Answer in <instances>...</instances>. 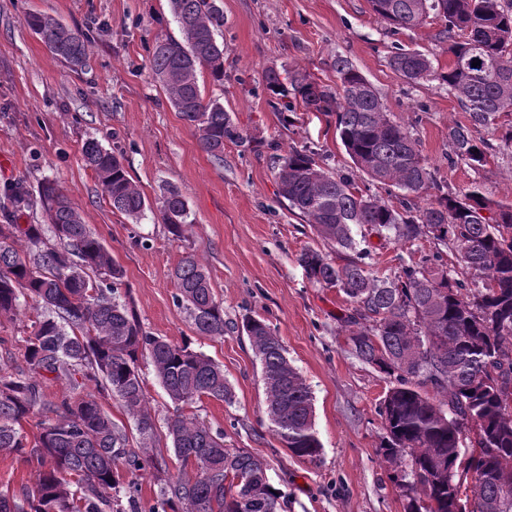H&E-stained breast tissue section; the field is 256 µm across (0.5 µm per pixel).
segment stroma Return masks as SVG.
<instances>
[{"mask_svg": "<svg viewBox=\"0 0 512 512\" xmlns=\"http://www.w3.org/2000/svg\"><path fill=\"white\" fill-rule=\"evenodd\" d=\"M221 6L224 83L204 74L201 90L205 98L221 99L266 146L257 155L225 144L218 164L152 76L155 40L179 34L169 0H0V186L22 179L34 191L43 180L56 181L122 267L121 295L144 327L174 342L188 340L223 365L232 403L205 398L193 411L223 429L230 447L268 460L283 512H404L391 480L394 467L380 451L378 408L390 380L353 354L340 323L348 311L343 294L307 282L298 256L315 239L280 197L274 159L307 143L326 155L330 168L351 161L333 118L302 111L294 125H283L268 104L263 72L282 66L332 85L336 57H347L390 118L414 125L441 183L453 190L477 184L490 199L512 203V152L499 147L505 129H474L476 139L494 147L486 166L449 165L448 126L465 122L464 108L437 81L410 83L390 68L399 46L429 53L437 69L447 70L452 56L437 38L441 20L391 35L366 0H221ZM31 11L86 35L85 68L72 70L48 52L24 24ZM89 138L122 148L128 175L148 200L165 185L181 190L193 220L184 237H173L157 211L136 221L113 211L81 157ZM188 253L224 306L229 326L223 336L197 334L174 302L172 271ZM247 314L274 328L312 392L323 446L318 462L293 456L272 430L260 362L237 329ZM35 319L28 302L0 316V336L9 340L0 349V375L22 366ZM38 473L36 462L0 452V491L34 490Z\"/></svg>", "mask_w": 512, "mask_h": 512, "instance_id": "1", "label": "stroma"}]
</instances>
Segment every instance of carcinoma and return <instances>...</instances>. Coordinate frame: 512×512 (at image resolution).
Segmentation results:
<instances>
[{"mask_svg":"<svg viewBox=\"0 0 512 512\" xmlns=\"http://www.w3.org/2000/svg\"><path fill=\"white\" fill-rule=\"evenodd\" d=\"M170 3L181 38L157 39L151 57L170 103L215 162L224 161L226 143L261 152L264 141L241 128L219 100L204 99L199 85L203 73L224 85L220 0ZM368 4L395 31L433 16L444 20L440 39L453 56L448 71L403 48L389 65L408 82L430 77L456 94L468 117L448 126V163L484 166L493 146L476 141L472 128L512 112V11L502 0ZM24 22L69 67L85 65L83 33L40 12ZM477 59L480 65L472 66ZM334 68V87L302 71L269 67L263 74L268 103L284 123H294L299 107L335 117L336 137L353 164L347 172L330 170L308 145L278 158L280 194L289 209L336 249L333 260L309 246L298 263L313 285L343 292L351 305L342 321L352 350L392 383L379 407L380 448L390 463L409 457L396 483L405 512H453L463 493L471 494L474 512H512V205L492 201L477 185L449 191L422 157L414 127L387 118L376 91L348 59L336 57ZM81 154L113 210L137 219L151 208L128 177L123 151L88 139ZM362 176L384 187L389 199L362 190ZM31 196L22 180L0 194V315L16 311L22 298L37 313L23 353L26 367L0 375V451L40 470L33 491L0 492V512H143L138 472L147 468L157 481L148 512H279L282 493L270 483L267 460L226 447L224 432L193 414L171 417L167 438L176 459L192 462L194 473H169L156 447L139 356L151 358L176 405L204 397L232 402L224 369L189 342L146 330L120 298L122 268L57 182H42L38 196L58 243L45 245L40 224L17 223ZM156 205L162 223L183 236L192 220L181 191L164 188ZM359 227L405 244L426 236L434 249L417 260L398 257L393 274L380 277ZM21 238L25 252L15 247ZM173 277L174 300L196 332L224 335V307L195 257L184 256ZM241 333L260 361L276 435L293 455L319 460L312 393L283 343L260 316L243 317ZM51 377L67 380L71 394L48 398L44 384ZM91 383L134 421L138 447L85 392ZM34 418L39 432L30 440L22 423ZM467 450L470 483L459 475V455Z\"/></svg>","mask_w":512,"mask_h":512,"instance_id":"cac0c4a2","label":"carcinoma"}]
</instances>
